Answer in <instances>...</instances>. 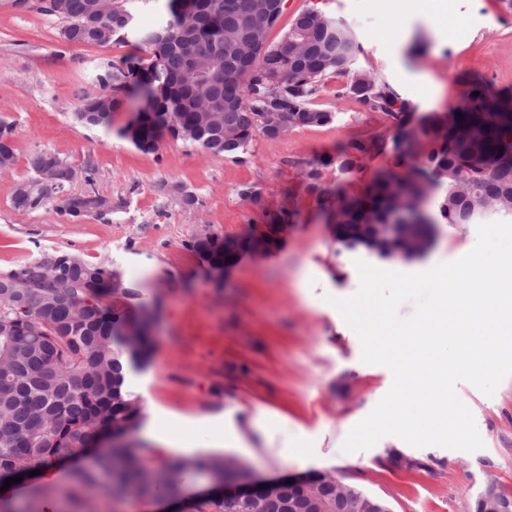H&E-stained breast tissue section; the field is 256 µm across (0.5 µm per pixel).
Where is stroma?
I'll return each mask as SVG.
<instances>
[{"label": "stroma", "instance_id": "stroma-1", "mask_svg": "<svg viewBox=\"0 0 512 512\" xmlns=\"http://www.w3.org/2000/svg\"><path fill=\"white\" fill-rule=\"evenodd\" d=\"M310 7L356 32L363 52L355 67L394 85L410 112L398 121L370 111L339 96L347 79L334 76L314 100L332 113L330 123L273 139L260 134L228 156L168 137L156 152L142 153L120 134L132 117L127 108L113 114L108 129L77 122L80 97L103 90L98 75L145 56V49L66 42L58 18L0 0V117L14 124L17 147L11 171L0 174V276L61 251L110 268L124 286L138 288L132 301L101 299L105 306L155 313L149 358L133 370L129 388L156 407L143 412L128 441L141 443L142 426L174 414L186 418L191 441L206 435L203 419L218 420L238 435L225 456L258 476L319 472L387 500L392 512H475L487 481L512 495V377L490 396L466 381L455 386L474 416L481 450L417 448L386 436L370 449L344 452L349 431L389 391L393 376L362 361L357 334L329 299L357 292L355 259L422 272L470 252L477 227L430 225L428 247L414 258L348 251L336 241L307 173L319 168L323 185L362 195L394 167L400 127L417 129L443 117L462 102L471 79L512 94V9L504 0H448V27L439 33L430 23L443 8L438 0H285L271 41ZM354 140L368 150L341 166V150ZM45 151L76 169L71 191L95 188L111 199V214L71 222L52 202L33 213L15 210V184L31 176L30 158ZM180 185L197 196V205L183 204ZM248 186L257 197H242ZM269 212L287 216L282 246L241 254L220 272L187 247L205 228L243 238ZM256 413L273 419L270 442L251 433L248 419ZM287 431L310 442L307 455L281 448ZM90 462L87 453L63 462L53 484L19 482L13 497L0 499V512L49 499L58 512H158V495L105 501L74 486L72 471Z\"/></svg>", "mask_w": 512, "mask_h": 512}]
</instances>
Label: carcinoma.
Returning a JSON list of instances; mask_svg holds the SVG:
<instances>
[{
  "instance_id": "carcinoma-1",
  "label": "carcinoma",
  "mask_w": 512,
  "mask_h": 512,
  "mask_svg": "<svg viewBox=\"0 0 512 512\" xmlns=\"http://www.w3.org/2000/svg\"><path fill=\"white\" fill-rule=\"evenodd\" d=\"M112 0L123 13L115 24L100 9L101 0H51L37 7L63 22L62 38L74 44L99 46L126 42L150 50V59L129 63L98 76L107 88L84 95L76 119L89 127H109L112 113L127 101L149 97L150 112L137 116L138 129L130 142L139 150H157L159 138L197 144L214 153L234 155L257 134L276 137L274 125L288 118V127L326 124L332 114L314 107L313 100L333 75H348L340 91L372 112L391 117L409 108L397 89L371 72L352 69L363 52L356 33L329 13L308 8L298 13L279 41L269 37L281 14L268 9L269 0H204L203 9L185 14L172 6L163 24L138 23L127 4ZM453 122L431 123L423 135L431 150L423 165L409 173H383L362 197L348 199L319 184L313 187L330 201L331 214H340L336 232L343 240H358L357 225L374 219L387 224L399 202L424 199L441 191L437 224H479L489 217L512 220V97L494 93L480 80L470 82ZM15 128L0 119V171L15 164ZM33 176L14 187L12 204L22 212L41 210L58 202L59 215L75 220L103 216L100 194L92 189L68 191L75 169L60 156L44 152L30 160ZM45 171L47 188L38 182ZM285 218L266 215L262 235L277 242ZM250 238L226 240L212 233L198 236L186 247L213 270ZM64 274L68 288H31V271ZM11 288H0V478L27 475L52 460L73 457L99 440L122 435L140 421L139 399L122 389L120 358L128 364L146 363L150 342L139 337L129 345L127 327L138 317L124 309H105L100 298L112 289L117 275L109 268L58 252L11 271ZM223 466L217 460L187 459L173 470L193 469L211 474ZM161 473L149 465L144 449L132 444L99 454L90 469L75 474V483L99 489L102 498L118 497L132 488L156 489ZM359 488L333 477L310 491L336 505L335 512H358ZM239 512H286L280 500H261Z\"/></svg>"
}]
</instances>
